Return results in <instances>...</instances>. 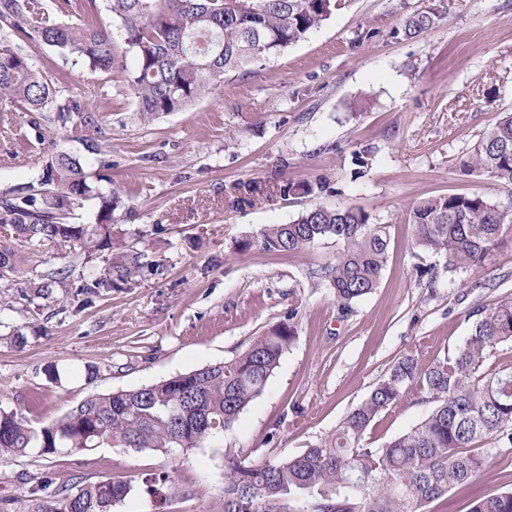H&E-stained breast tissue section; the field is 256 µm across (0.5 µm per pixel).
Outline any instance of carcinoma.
<instances>
[{"label": "carcinoma", "mask_w": 512, "mask_h": 512, "mask_svg": "<svg viewBox=\"0 0 512 512\" xmlns=\"http://www.w3.org/2000/svg\"><path fill=\"white\" fill-rule=\"evenodd\" d=\"M124 47L117 52L112 30L98 20L69 23L51 16L44 0H0V104L18 105L65 127L74 121L96 128L99 113L83 108L75 94L60 91L20 53L15 40L57 49L92 72L115 73L135 99L146 124L177 112L219 88L224 75L246 71L261 60L305 40L330 18L336 0H106ZM443 5L407 16L395 34L413 38L438 23ZM132 55L135 68L122 58ZM463 166L486 174L512 195V113H503L474 145ZM80 159L64 151L42 152L37 184L0 197V224L10 244L0 243V277L20 272L18 247L37 253L46 245L71 244L83 251H119L120 276L159 265L139 252H124L112 237L119 192L93 187ZM320 180H282L285 200L314 198ZM231 193L240 205L265 197L257 181L238 182ZM93 199L95 222L74 224L76 211ZM414 244L442 255L448 270L479 269L512 243V201L494 202L475 193H453L416 201L408 216ZM341 245L334 263L316 278L328 283L343 314L380 284L389 249L388 225L370 222L355 207L313 204L289 224H270L257 238L274 254L304 250L323 240ZM70 277L50 268L30 282V299H48ZM470 334L453 354L424 364L415 352L400 357L349 411L336 429L293 456L249 461L225 460L221 512H278L293 496L313 500V512H425L453 486L477 480L490 457L512 447V361L487 368L500 346H512V297L477 306ZM293 340L283 324L254 338L241 355L169 379L87 396L62 417L39 429L18 411L0 408V459L61 451L80 453L104 444L172 453L197 448L230 428L266 387ZM425 391L431 410L413 427L379 447L366 442L378 416L397 405L411 386ZM479 442L493 447L467 454ZM165 479L144 481L156 509L165 512L170 493ZM135 489L129 480L103 477L74 489L53 492L54 501L35 512H112ZM470 512H512V489L481 497Z\"/></svg>", "instance_id": "1"}]
</instances>
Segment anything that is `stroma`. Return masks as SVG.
I'll use <instances>...</instances> for the list:
<instances>
[{"mask_svg": "<svg viewBox=\"0 0 512 512\" xmlns=\"http://www.w3.org/2000/svg\"><path fill=\"white\" fill-rule=\"evenodd\" d=\"M435 0H336V10L306 40L245 73H229L214 94L181 112L142 123L116 80L88 74L48 46L18 41L62 94L77 92L100 112L95 130L41 131L31 114L0 112V194L35 181L43 143L80 157L98 174V141L107 176L123 196L114 238L160 263L87 297L82 281L106 276L108 251L46 247L71 270L51 299L25 296L31 269L0 288V407L21 411L36 428L93 393L159 382L242 354L255 336L288 324L295 339L263 393L234 426L200 447L162 454L108 447L79 454L36 453L0 461V512H32L27 476L71 488L103 477L131 480L137 494L112 512H156L140 485L168 477V512H213L224 494V462L301 452L333 431L396 359L419 352L429 364L468 335L472 307L512 294V250L479 270H449L444 258L413 249L410 205L452 193L507 201L493 178L465 171L473 146L512 111V0H447L445 18L417 37L397 35L407 15ZM372 147L368 167L356 152ZM322 179L315 202L363 209L390 227L382 280L341 314L315 274L340 249L332 240L295 253L251 249L269 224H287L309 199L280 196L251 207L233 201V184ZM437 274L428 286L426 270ZM483 281L465 294V284ZM431 404L412 388L381 414L367 439L380 446L420 421ZM512 487V450L490 460L475 482L451 488L428 512H469L485 495Z\"/></svg>", "mask_w": 512, "mask_h": 512, "instance_id": "obj_1", "label": "stroma"}]
</instances>
